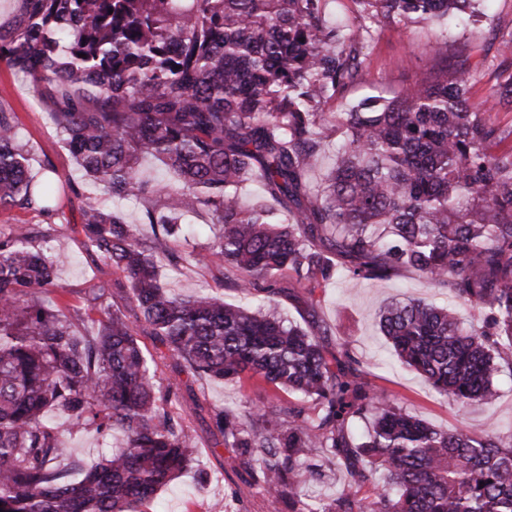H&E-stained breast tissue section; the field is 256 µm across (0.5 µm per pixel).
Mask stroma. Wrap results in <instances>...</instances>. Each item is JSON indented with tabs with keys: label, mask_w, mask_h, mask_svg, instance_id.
Instances as JSON below:
<instances>
[{
	"label": "stroma",
	"mask_w": 512,
	"mask_h": 512,
	"mask_svg": "<svg viewBox=\"0 0 512 512\" xmlns=\"http://www.w3.org/2000/svg\"><path fill=\"white\" fill-rule=\"evenodd\" d=\"M506 25L512 26V0H492L488 20L464 30L444 23L385 26L367 48L368 62L360 81L328 109L345 111L348 104L374 92L391 98L425 78L437 65L431 45L438 37L447 38L448 60L453 63L473 47L496 49L495 30ZM51 108L39 87L0 61V110L14 114L36 180L54 183L57 188L53 211L37 206L0 209V229L28 224L50 231L53 251L65 258L57 270L52 298L60 306L74 308L82 306L88 289L115 284L123 275L93 261L85 248L80 232L81 199L102 198L106 192L101 184L81 177L51 118ZM209 221V214L203 210L186 217L171 238V251L185 257L204 250L209 242ZM224 273L223 264L216 261L207 266L166 265L160 270V278L185 296L204 291L225 302L241 304L239 292L224 283ZM277 285L279 310L287 320L304 328L312 320H319L329 330L323 344L330 352L336 349L337 337H349L366 378L397 398L411 414L439 429L465 427L479 431L491 426L501 434L512 433V375L499 376L495 401L459 409L433 391L417 372L401 365L380 329L381 307L404 298L433 299L438 305L456 310L464 324L473 323V312L451 294L431 288L412 273L372 283L337 276L317 289V303L312 306L293 274H284ZM164 375L179 383L178 396L172 399L169 411L174 419L194 430L197 438L194 469L159 491L145 505L144 512H288L287 503L263 495L250 485L248 476L236 466L233 450L225 447L211 420L212 409L285 402L288 392L256 379L245 378L238 383L198 381L185 373L176 374L170 366L165 367ZM66 442L72 457L89 467L101 454L119 447L123 435L116 430L103 437L91 430L67 437Z\"/></svg>",
	"instance_id": "stroma-1"
}]
</instances>
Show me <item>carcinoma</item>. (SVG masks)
Listing matches in <instances>:
<instances>
[{
    "label": "carcinoma",
    "mask_w": 512,
    "mask_h": 512,
    "mask_svg": "<svg viewBox=\"0 0 512 512\" xmlns=\"http://www.w3.org/2000/svg\"><path fill=\"white\" fill-rule=\"evenodd\" d=\"M325 0H22L0 29V60L43 85L52 119L84 176L112 197L133 194L143 233L96 198L81 206L90 255L121 272L116 291L92 288L65 313L43 294L63 261L23 224L0 231V512H142L193 467L196 436L167 410L179 372L256 378L296 396L224 409L213 420L251 485L288 498L291 512H512V433L438 429L364 377L349 338L326 354V330L288 324L274 287L285 272L314 288L344 271L363 281L413 271L480 315L421 298L393 300L380 327L402 365L464 408L498 395L512 372V27L497 53L465 58L399 96L371 95L327 112L362 76L376 29L431 22L477 0H352L354 29L327 23ZM494 84L473 100L478 66ZM336 165L309 181L326 139ZM171 173L153 183L139 161ZM257 184L259 203L242 190ZM14 114L0 112V209L41 205ZM205 208L212 237L192 257L237 272L262 294L251 310L166 289L168 238ZM125 304L118 305L114 296ZM98 314L99 318L92 317ZM149 336L167 348L154 355ZM366 430L356 437L352 425ZM123 430L125 445L85 470L65 431ZM340 463L335 498L298 507L295 484ZM386 485L364 492L377 471Z\"/></svg>",
    "instance_id": "cac0c4a2"
}]
</instances>
